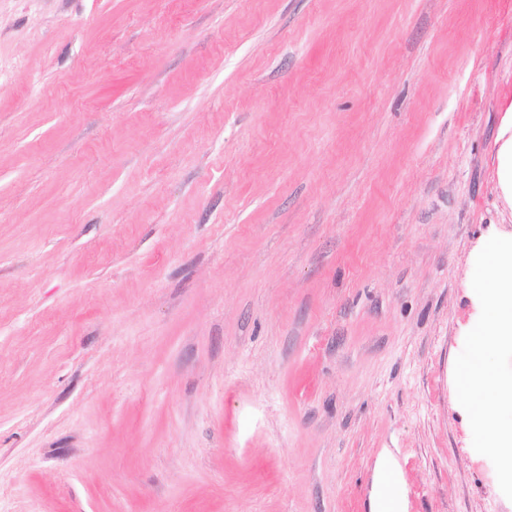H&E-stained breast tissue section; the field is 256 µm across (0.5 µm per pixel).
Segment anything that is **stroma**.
<instances>
[{
	"label": "stroma",
	"instance_id": "1",
	"mask_svg": "<svg viewBox=\"0 0 512 512\" xmlns=\"http://www.w3.org/2000/svg\"><path fill=\"white\" fill-rule=\"evenodd\" d=\"M508 120L512 0H0V512H512Z\"/></svg>",
	"mask_w": 512,
	"mask_h": 512
}]
</instances>
